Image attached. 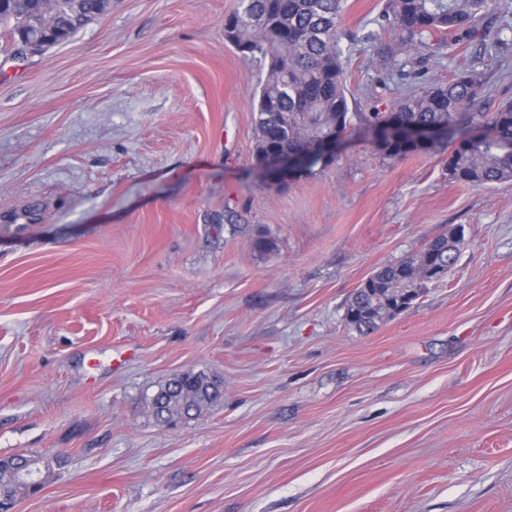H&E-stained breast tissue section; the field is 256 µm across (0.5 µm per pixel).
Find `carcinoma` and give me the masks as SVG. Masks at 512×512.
I'll return each mask as SVG.
<instances>
[{"instance_id":"carcinoma-1","label":"carcinoma","mask_w":512,"mask_h":512,"mask_svg":"<svg viewBox=\"0 0 512 512\" xmlns=\"http://www.w3.org/2000/svg\"><path fill=\"white\" fill-rule=\"evenodd\" d=\"M111 0H0V53L15 56L18 48L39 43L41 53L58 45L104 15ZM346 0H240L231 15L227 41L255 62L265 77L252 94L255 113V156L271 149L313 148L329 134L350 126L347 75L341 60ZM497 0H386L381 28L399 33L395 55L409 57L428 46L436 33L478 37L486 48L501 44L502 28L487 22ZM487 87L475 69L446 81L424 79L420 86L394 98L386 112L364 117L371 126L453 127L469 139L448 155V174L459 184L490 187L512 181V103L487 114ZM419 148L402 141L383 153L402 158ZM456 242L443 233L415 253L374 271L354 294L347 321L370 333L371 318L381 297L412 292L420 297L437 271L457 260ZM211 376L187 373L160 388L162 415L171 421L192 417L206 406Z\"/></svg>"}]
</instances>
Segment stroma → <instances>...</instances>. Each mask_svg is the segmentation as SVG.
Segmentation results:
<instances>
[{
    "mask_svg": "<svg viewBox=\"0 0 512 512\" xmlns=\"http://www.w3.org/2000/svg\"><path fill=\"white\" fill-rule=\"evenodd\" d=\"M384 4L346 0L356 117L285 186L254 161L239 0H112L0 55V457L50 467L14 512H512V182L459 184L443 149L385 158L358 119L423 70L512 101V0L499 49L402 70ZM456 230L445 278L348 324L374 270ZM190 370L223 400L160 425L152 397Z\"/></svg>",
    "mask_w": 512,
    "mask_h": 512,
    "instance_id": "obj_1",
    "label": "stroma"
}]
</instances>
